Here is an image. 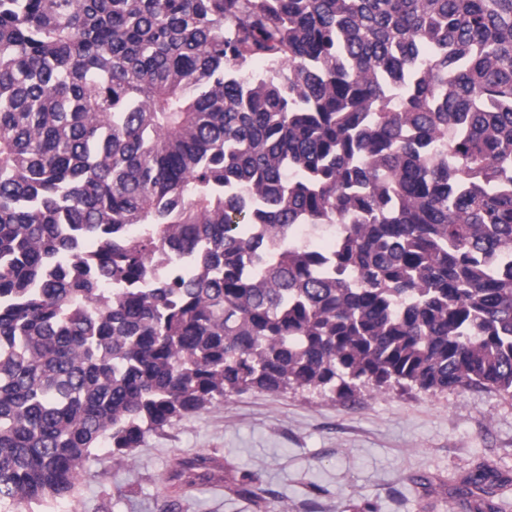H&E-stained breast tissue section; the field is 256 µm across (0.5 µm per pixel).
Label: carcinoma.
<instances>
[{"label":"carcinoma","mask_w":512,"mask_h":512,"mask_svg":"<svg viewBox=\"0 0 512 512\" xmlns=\"http://www.w3.org/2000/svg\"><path fill=\"white\" fill-rule=\"evenodd\" d=\"M396 387L512 397V0H0V502Z\"/></svg>","instance_id":"1"}]
</instances>
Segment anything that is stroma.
I'll return each instance as SVG.
<instances>
[{"label": "stroma", "instance_id": "obj_1", "mask_svg": "<svg viewBox=\"0 0 512 512\" xmlns=\"http://www.w3.org/2000/svg\"><path fill=\"white\" fill-rule=\"evenodd\" d=\"M199 454L223 463V481L173 500L171 471ZM482 464L512 479V399L491 390L366 389L346 402L249 390L147 434L129 460L93 449L57 502L0 512H512V494L463 495ZM246 474L265 491L258 505L230 490Z\"/></svg>", "mask_w": 512, "mask_h": 512}]
</instances>
